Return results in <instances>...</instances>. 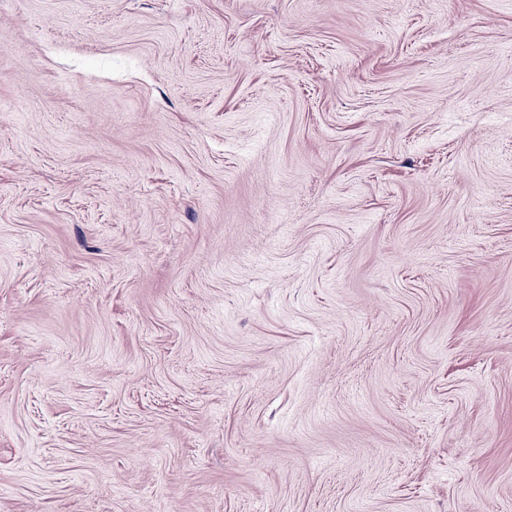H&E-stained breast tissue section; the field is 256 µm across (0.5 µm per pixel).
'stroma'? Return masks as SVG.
Here are the masks:
<instances>
[{
  "label": "stroma",
  "mask_w": 512,
  "mask_h": 512,
  "mask_svg": "<svg viewBox=\"0 0 512 512\" xmlns=\"http://www.w3.org/2000/svg\"><path fill=\"white\" fill-rule=\"evenodd\" d=\"M0 512H512V0H0Z\"/></svg>",
  "instance_id": "1"
}]
</instances>
